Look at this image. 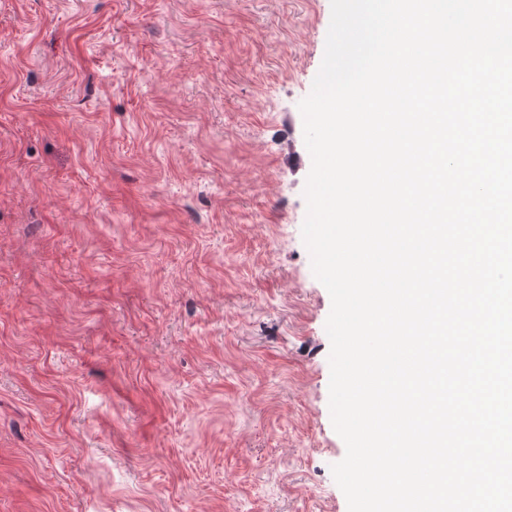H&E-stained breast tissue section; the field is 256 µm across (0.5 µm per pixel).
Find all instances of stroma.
<instances>
[{
    "instance_id": "obj_1",
    "label": "stroma",
    "mask_w": 512,
    "mask_h": 512,
    "mask_svg": "<svg viewBox=\"0 0 512 512\" xmlns=\"http://www.w3.org/2000/svg\"><path fill=\"white\" fill-rule=\"evenodd\" d=\"M331 0H0V512H348L299 102Z\"/></svg>"
}]
</instances>
